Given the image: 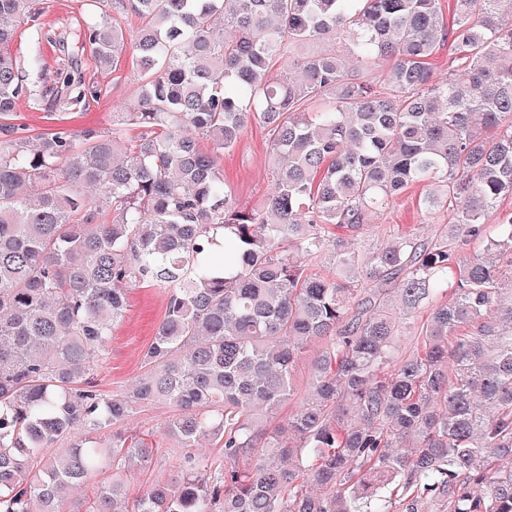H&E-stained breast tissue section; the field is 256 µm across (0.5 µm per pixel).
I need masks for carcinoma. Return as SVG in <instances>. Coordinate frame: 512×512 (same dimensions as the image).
<instances>
[{
  "mask_svg": "<svg viewBox=\"0 0 512 512\" xmlns=\"http://www.w3.org/2000/svg\"><path fill=\"white\" fill-rule=\"evenodd\" d=\"M454 2L446 19L440 0H86L59 90L40 0H0V512H374L383 495L512 512V0ZM126 56L139 86L110 130L18 122L21 98L79 110L101 94L87 71ZM254 123L274 166L246 206L219 161ZM412 185L448 230L354 248ZM144 284L167 297L144 371L102 393ZM317 340L306 402L263 425ZM157 403L179 455L130 502L124 477L156 447L119 427ZM428 310H421V313L411 319L410 324H402L399 336L395 337L394 343V356L397 359H402L410 355L417 347V326L423 323L428 315Z\"/></svg>",
  "mask_w": 512,
  "mask_h": 512,
  "instance_id": "obj_1",
  "label": "carcinoma"
}]
</instances>
